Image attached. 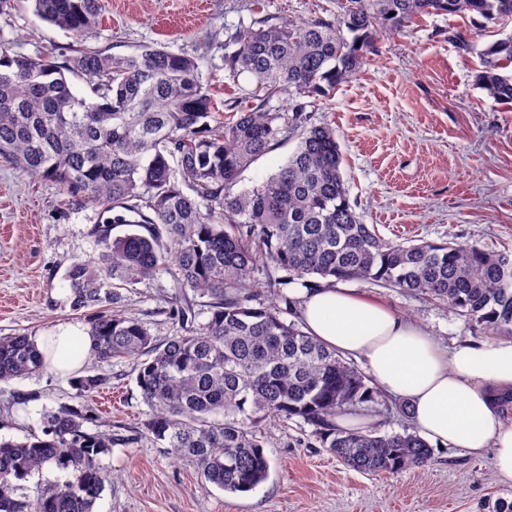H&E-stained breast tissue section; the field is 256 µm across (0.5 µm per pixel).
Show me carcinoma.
I'll list each match as a JSON object with an SVG mask.
<instances>
[{
	"label": "carcinoma",
	"instance_id": "obj_1",
	"mask_svg": "<svg viewBox=\"0 0 512 512\" xmlns=\"http://www.w3.org/2000/svg\"><path fill=\"white\" fill-rule=\"evenodd\" d=\"M34 6L79 40L95 26L101 0ZM429 14L501 22L512 20V0H345L334 21L254 19L229 37L226 60L263 98L218 127L197 62L163 47L112 56L79 45L60 62L0 52V157L103 214L119 211L94 229L101 262L76 260L65 273L72 310L91 314L89 357L132 361L150 409L143 432L225 492L267 479L259 431L267 419L310 427L309 438L365 473L422 469L432 459L411 428L339 426L345 415L381 412L388 396L283 319L282 307L251 305L258 285L381 283L446 302L488 334L512 335V252L382 238L349 202L336 130L310 123L306 112L304 99L330 95L361 69L380 33ZM68 73L85 77L93 98L75 95ZM475 84L512 103V34L481 51ZM280 95L288 115L267 107ZM288 141L296 147L276 174L234 190L248 166ZM116 224L131 230L114 235ZM260 264L262 283L254 279ZM162 272L208 298L210 316L189 335L157 341L106 307ZM43 369L32 337L0 336V380ZM84 421L67 406L51 408L41 416L44 437L0 441V512H94L109 481L100 457L113 440L85 432ZM52 466L69 471L67 479L17 495L19 482Z\"/></svg>",
	"mask_w": 512,
	"mask_h": 512
}]
</instances>
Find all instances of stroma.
Returning a JSON list of instances; mask_svg holds the SVG:
<instances>
[{
	"mask_svg": "<svg viewBox=\"0 0 512 512\" xmlns=\"http://www.w3.org/2000/svg\"><path fill=\"white\" fill-rule=\"evenodd\" d=\"M343 0H102L87 46L115 56L162 46L193 58L219 119L257 105L255 82L232 75L228 35L252 18L288 16L298 22L335 19ZM468 32L473 51L449 40ZM512 33L482 18L424 15L406 31L383 34L367 64L313 98V122L336 129L349 199L364 223L398 242H468L486 251L512 248V103L487 96L474 83L479 50ZM75 38L41 20L33 0L0 9V49L25 57L60 58ZM97 207L72 201L51 181L32 177L0 158V336H37L56 324L84 321L72 310L64 274L77 259L100 252ZM446 348L488 335L448 304L424 295L354 282ZM168 274L125 291L120 311L158 340L175 334ZM82 375H100L103 389L78 391L73 376L48 371L0 381V439L41 435L44 410L81 411L85 431L112 435L100 463L111 477L96 512H480L482 504L512 501V482L497 477L491 454L437 448L429 467L371 475L348 468L324 448L305 443L296 424L262 423L267 479L228 493L200 478L142 424L149 408L131 361L85 362Z\"/></svg>",
	"mask_w": 512,
	"mask_h": 512,
	"instance_id": "stroma-1",
	"label": "stroma"
}]
</instances>
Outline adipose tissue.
<instances>
[{
    "label": "adipose tissue",
    "instance_id": "ef3b65f1",
    "mask_svg": "<svg viewBox=\"0 0 512 512\" xmlns=\"http://www.w3.org/2000/svg\"><path fill=\"white\" fill-rule=\"evenodd\" d=\"M305 332L344 356L363 358L370 377L405 399L418 433L432 444L491 453L497 476L512 482V423L492 400L512 388V341L443 348L377 297L341 286L306 291L298 307ZM36 346L48 371L80 369L91 346L80 323L61 324Z\"/></svg>",
    "mask_w": 512,
    "mask_h": 512
}]
</instances>
